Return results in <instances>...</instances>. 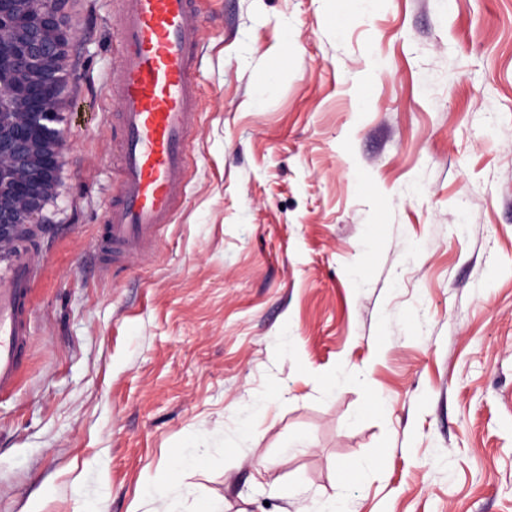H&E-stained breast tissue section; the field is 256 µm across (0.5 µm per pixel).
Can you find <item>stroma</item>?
<instances>
[{"mask_svg":"<svg viewBox=\"0 0 512 512\" xmlns=\"http://www.w3.org/2000/svg\"><path fill=\"white\" fill-rule=\"evenodd\" d=\"M195 6L187 195L113 277L118 5L67 0L0 512H512V0ZM179 457V456H178ZM180 460V461H179ZM207 457L199 452H195L188 456H183L180 453L179 459L176 461L174 465H172L166 472L165 476L162 480L152 485V492L157 495L160 499L165 498L166 490L169 486L175 485L179 482L181 476V469L183 468H193V469H203L207 466Z\"/></svg>","mask_w":512,"mask_h":512,"instance_id":"stroma-1","label":"stroma"}]
</instances>
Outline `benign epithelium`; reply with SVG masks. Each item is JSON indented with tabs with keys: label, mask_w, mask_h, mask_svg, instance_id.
<instances>
[{
	"label": "benign epithelium",
	"mask_w": 512,
	"mask_h": 512,
	"mask_svg": "<svg viewBox=\"0 0 512 512\" xmlns=\"http://www.w3.org/2000/svg\"><path fill=\"white\" fill-rule=\"evenodd\" d=\"M64 0H0V245L42 223L60 167Z\"/></svg>",
	"instance_id": "benign-epithelium-1"
}]
</instances>
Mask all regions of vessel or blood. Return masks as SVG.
<instances>
[{
	"instance_id": "b4317fda",
	"label": "vessel or blood",
	"mask_w": 512,
	"mask_h": 512,
	"mask_svg": "<svg viewBox=\"0 0 512 512\" xmlns=\"http://www.w3.org/2000/svg\"><path fill=\"white\" fill-rule=\"evenodd\" d=\"M120 176L95 248L105 271H128L155 252L187 193V169L201 92L192 53L202 20L194 0H118ZM39 257L16 258L0 288V394L17 384L30 337L33 281Z\"/></svg>"
}]
</instances>
